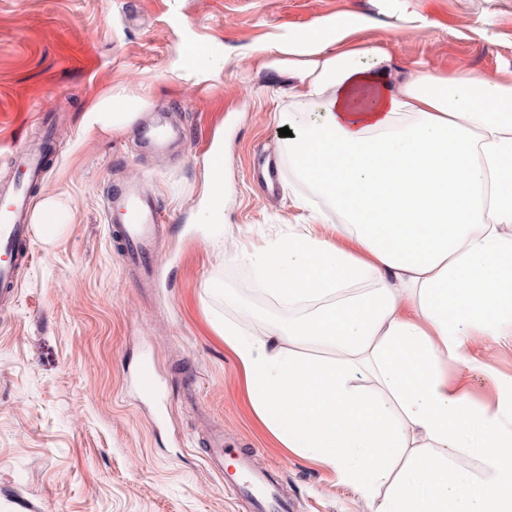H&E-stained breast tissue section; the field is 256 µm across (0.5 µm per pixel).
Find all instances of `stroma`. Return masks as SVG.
Returning a JSON list of instances; mask_svg holds the SVG:
<instances>
[{"mask_svg":"<svg viewBox=\"0 0 512 512\" xmlns=\"http://www.w3.org/2000/svg\"><path fill=\"white\" fill-rule=\"evenodd\" d=\"M343 16L368 22L362 39L389 41L401 72L497 70L512 81V0H0V183L18 178L11 158L48 116L54 151L32 192L74 213L53 244L31 236L34 261L0 308V512H253L208 466L217 429L274 472L292 512H368L333 470L260 426L215 330L288 319L231 256L307 225L279 134L288 78L255 71V52ZM185 44L225 54L223 70L172 78ZM118 83L146 89L149 107L125 133L86 130V107ZM151 121L178 124L181 142L145 153L138 136ZM219 142L216 248L199 211ZM272 166L282 183L268 194ZM129 184L159 202L152 276L126 262L110 226L106 194ZM466 353L474 368L449 367V381L491 402L492 375L512 376V340L478 336ZM148 358L168 412L140 384Z\"/></svg>","mask_w":512,"mask_h":512,"instance_id":"obj_1","label":"stroma"}]
</instances>
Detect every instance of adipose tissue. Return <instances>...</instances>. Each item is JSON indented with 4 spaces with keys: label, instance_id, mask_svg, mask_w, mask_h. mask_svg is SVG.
Wrapping results in <instances>:
<instances>
[{
    "label": "adipose tissue",
    "instance_id": "adipose-tissue-1",
    "mask_svg": "<svg viewBox=\"0 0 512 512\" xmlns=\"http://www.w3.org/2000/svg\"><path fill=\"white\" fill-rule=\"evenodd\" d=\"M364 23L327 20L274 41L258 69L286 72L296 198L332 235L292 233L236 253L258 288L299 317L258 333L218 330L249 406L285 448L334 471L370 512H512V378L493 403L448 380L472 337L512 336V82L500 71L401 74ZM177 79L208 80L223 54L180 49ZM149 105L115 84L84 125L122 133ZM203 223L224 222V148L209 165ZM68 205L46 195L32 222L52 243ZM358 251L345 248V241ZM465 456L478 471L457 465Z\"/></svg>",
    "mask_w": 512,
    "mask_h": 512
}]
</instances>
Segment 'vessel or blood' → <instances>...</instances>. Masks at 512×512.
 Segmentation results:
<instances>
[{"instance_id": "vessel-or-blood-1", "label": "vessel or blood", "mask_w": 512, "mask_h": 512, "mask_svg": "<svg viewBox=\"0 0 512 512\" xmlns=\"http://www.w3.org/2000/svg\"><path fill=\"white\" fill-rule=\"evenodd\" d=\"M50 146L47 140L24 144L15 162L24 170L26 181L0 186V195L9 199L6 206H0V303L5 305L11 303L22 283L24 269L33 261L25 247L32 231L28 222L34 202L30 186L43 178ZM122 217L120 236L125 258L154 270L153 240L160 222V210L154 198L145 192L125 194ZM209 464L222 472L225 485L247 498L256 512H288L287 499L279 494L266 471L255 466L251 454L234 451L226 445L223 435H215L211 440Z\"/></svg>"}]
</instances>
